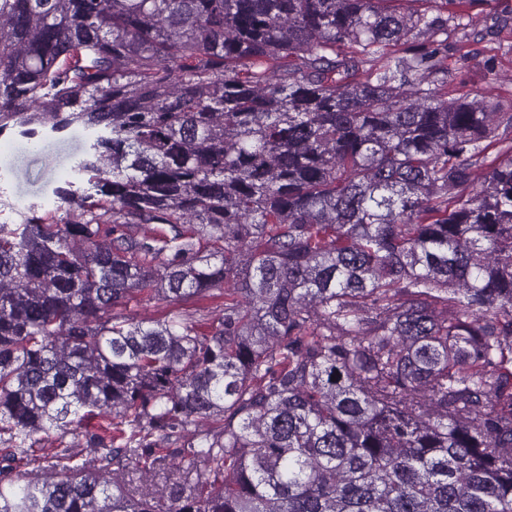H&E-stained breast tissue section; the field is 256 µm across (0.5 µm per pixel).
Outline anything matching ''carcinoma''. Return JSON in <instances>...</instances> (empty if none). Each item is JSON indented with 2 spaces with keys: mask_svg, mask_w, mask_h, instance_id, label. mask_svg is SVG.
<instances>
[{
  "mask_svg": "<svg viewBox=\"0 0 512 512\" xmlns=\"http://www.w3.org/2000/svg\"><path fill=\"white\" fill-rule=\"evenodd\" d=\"M397 2L0 0V136L89 135L0 198V512H512V113ZM148 295L149 294L146 293L139 295L137 297L138 301L131 302L124 313L136 315L138 319L162 320L169 307L165 302Z\"/></svg>",
  "mask_w": 512,
  "mask_h": 512,
  "instance_id": "carcinoma-1",
  "label": "carcinoma"
}]
</instances>
